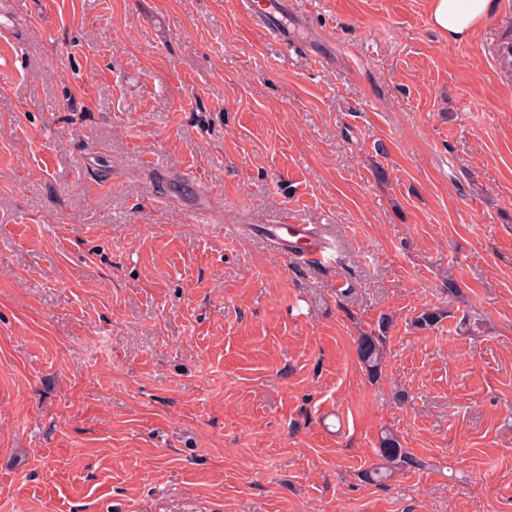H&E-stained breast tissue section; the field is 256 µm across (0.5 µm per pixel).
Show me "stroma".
<instances>
[{
  "label": "stroma",
  "mask_w": 512,
  "mask_h": 512,
  "mask_svg": "<svg viewBox=\"0 0 512 512\" xmlns=\"http://www.w3.org/2000/svg\"><path fill=\"white\" fill-rule=\"evenodd\" d=\"M291 4L0 0V512H512V0ZM254 13L263 25L274 32L281 33V28L275 26L280 25V21L288 18V1L277 0L276 4L271 6V10H262ZM495 0H430L432 25L448 39L463 40L492 13ZM267 241L275 248L288 252L303 253L310 260L323 262L328 258L331 246L314 224H269ZM283 230H286V235ZM392 320L383 315L377 321V329L361 334L356 340V354L360 367L367 378L376 382L380 379L383 366V343ZM379 455L382 464H377L366 472L367 479L376 486H384L396 470L418 467L419 462L402 447L397 435L386 431L379 441Z\"/></svg>",
  "instance_id": "obj_1"
}]
</instances>
